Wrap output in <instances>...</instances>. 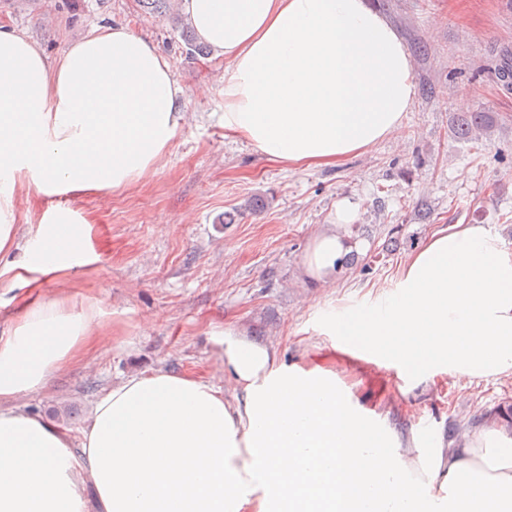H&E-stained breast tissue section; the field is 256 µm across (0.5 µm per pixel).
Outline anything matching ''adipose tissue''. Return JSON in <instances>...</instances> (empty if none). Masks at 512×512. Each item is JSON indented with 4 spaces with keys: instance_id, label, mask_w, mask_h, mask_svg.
I'll return each instance as SVG.
<instances>
[{
    "instance_id": "ef3b65f1",
    "label": "adipose tissue",
    "mask_w": 512,
    "mask_h": 512,
    "mask_svg": "<svg viewBox=\"0 0 512 512\" xmlns=\"http://www.w3.org/2000/svg\"><path fill=\"white\" fill-rule=\"evenodd\" d=\"M224 59V133L269 161L333 166L394 133L413 65L370 0H179ZM186 120L165 56L125 25L49 59L0 24V254L16 247L14 204L119 191L151 175ZM318 234L303 261L333 284L353 244ZM86 225L45 212L17 265L57 278L80 264ZM338 349L438 373L512 371V243L458 224L404 263L397 291L326 314ZM68 297L31 306L0 336V512H512V431L488 425L449 447L360 407L321 364L291 367L274 345L213 333L225 386L154 370L110 388L79 437L19 406L98 341Z\"/></svg>"
}]
</instances>
